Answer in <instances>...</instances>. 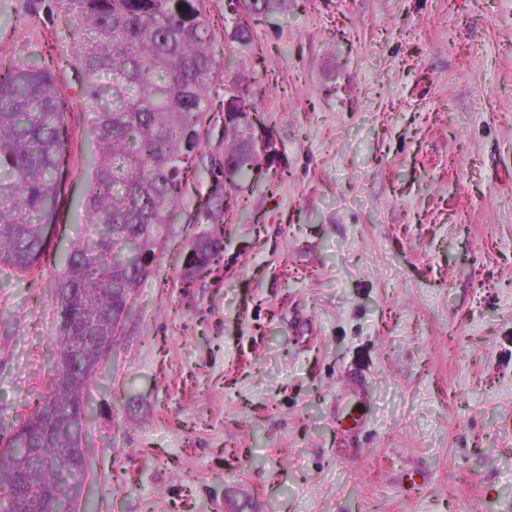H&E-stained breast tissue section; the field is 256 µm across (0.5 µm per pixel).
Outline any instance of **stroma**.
Here are the masks:
<instances>
[{"instance_id":"obj_1","label":"stroma","mask_w":512,"mask_h":512,"mask_svg":"<svg viewBox=\"0 0 512 512\" xmlns=\"http://www.w3.org/2000/svg\"><path fill=\"white\" fill-rule=\"evenodd\" d=\"M72 0H0V63L53 52ZM40 15L38 27L14 15ZM256 114L268 182L182 289L197 199L222 179V86L172 246L89 386L98 512H512V0H294ZM51 225L87 229L91 109ZM52 272L0 268V435L51 375Z\"/></svg>"}]
</instances>
